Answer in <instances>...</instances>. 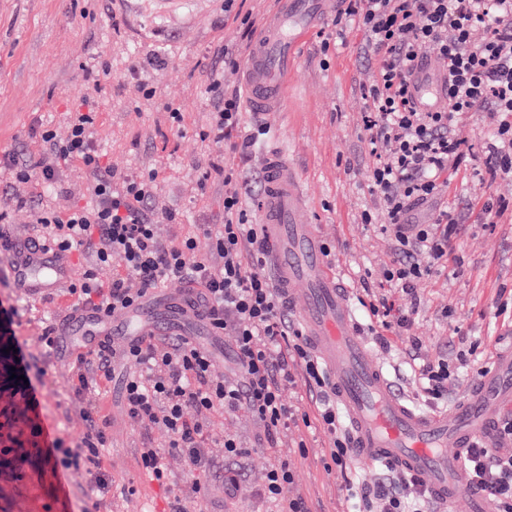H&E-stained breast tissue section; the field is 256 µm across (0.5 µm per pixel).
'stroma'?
<instances>
[{
  "mask_svg": "<svg viewBox=\"0 0 512 512\" xmlns=\"http://www.w3.org/2000/svg\"><path fill=\"white\" fill-rule=\"evenodd\" d=\"M122 16L113 29L110 13ZM332 20H325L299 50L291 77L287 110L274 125L290 147L289 159L307 184L316 229L330 249L328 259L340 271L354 296L364 288H378L382 272L394 256V244L380 226L362 221L363 212L377 211L369 171L374 164L363 128L365 102L358 86L371 82L375 63L361 52L362 35L350 30L336 42ZM329 49H322L323 38ZM237 25L225 21L219 0H181L169 11H159L155 0H0V150L36 152L30 135L34 121L65 134L69 111L93 106L98 111V140L104 164L119 175H158L156 204L177 209L180 224L160 225L161 237H195L197 254H207L210 241L205 224L224 219L225 186L194 185L209 158L218 154L212 141L199 133L210 120L205 92L206 73L217 60L218 44L237 40ZM161 56V66L149 65ZM105 62L109 74L102 91L87 88V67ZM153 87L144 98L138 80ZM179 107L173 120L169 106ZM259 125L251 112H243L241 136L250 137L245 153L226 158L240 180L255 184L261 172L262 150L270 138L257 135ZM475 157L466 158L442 199L458 215L469 203L488 199L512 207V180L489 182L475 169ZM87 181L78 164L63 168L60 183H17L0 172V211L8 214L6 232L26 239L34 236L30 208L44 204L64 212L86 204ZM25 206H17V199ZM7 255L0 254V303L22 309L13 330L29 350H41L45 321L63 312L59 301L30 303L20 298ZM417 311L411 335L420 337L423 359L445 358L464 363L449 385L450 401L459 400L480 369L492 367L504 342L512 339V220L498 224L465 223L455 239L447 263L416 285ZM75 355L57 354L41 359L45 371L40 397L43 427L53 436L75 440L82 436V408L92 401L105 421L107 452L105 484L88 487L81 476L54 479L42 476L40 458L29 457L15 480H0V512H81L83 500L98 503L99 512H277L276 502L258 497L267 469L287 462L295 481L291 496L302 497L311 512H350L346 483L371 487L381 479L378 465L356 464L349 479L327 471L330 437L324 432L316 407L302 388L288 389L284 398L306 423L280 433L269 442L263 426L249 413H219L209 417L207 452L213 462L203 479L210 485L207 498L191 491L185 458L170 450L159 430L146 433L126 415L121 402L122 370L111 381L80 400L70 386ZM236 436L247 448L245 457L224 461V437ZM161 448L166 469L164 482L153 480L142 468L139 450L145 436ZM233 466L243 484L231 492L224 487V468Z\"/></svg>",
  "mask_w": 512,
  "mask_h": 512,
  "instance_id": "35a3bbf8",
  "label": "stroma"
}]
</instances>
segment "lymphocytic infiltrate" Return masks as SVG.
Listing matches in <instances>:
<instances>
[{
    "mask_svg": "<svg viewBox=\"0 0 512 512\" xmlns=\"http://www.w3.org/2000/svg\"><path fill=\"white\" fill-rule=\"evenodd\" d=\"M346 22L364 35L363 51L377 63L370 84L361 86L367 104L364 127L375 163L369 179L381 200L380 221L398 244L384 271L388 293L374 296L367 309L380 342L409 339V354L418 360L417 379L425 401L447 400L454 374L447 359L421 360L422 344L410 337L417 305L415 284L453 248L461 224L443 209L432 221L418 224L414 208L441 196L471 145L455 127L470 112L485 113L492 127L481 146L482 171L489 180H512V0H347ZM224 64L207 74L212 102L210 139L239 150L244 92L224 82L225 69L239 68L236 44L220 46ZM433 54L447 80L440 102L426 112L410 89L416 59ZM95 110L71 111L66 137L37 129L40 149L27 157L0 153V169L21 182L56 181L61 164H78L90 177L91 200L65 213L37 209L33 223L39 238H53L64 252L87 251L92 264L69 289L76 306L109 318L141 305L148 290L173 282L190 284L186 305L212 336L223 339L235 366L233 377H217L212 352L189 338H170L158 346L139 336L114 349L102 343L77 359L76 394L111 380L116 359L130 364L124 386L130 419L163 429L172 451L183 455L190 470L211 466L204 453L203 413L247 410L275 437L298 417L283 398L286 388L304 385L324 429L334 436L329 458L347 472L352 458L348 438L330 396L327 374L288 318V308L264 272L266 240L252 224L239 192L224 196V221L207 224L208 256H195L193 238L163 242L161 223L175 224L179 211L158 208L157 175L117 177L103 165L94 134ZM111 270L102 280L103 270ZM14 308L0 306V345L9 347L8 366L15 379L0 381V477H15L30 452H37L51 476L80 473L103 479L106 436L92 412L79 440L48 438L39 418V388L24 383L35 365L12 330ZM469 484L495 506L512 512V455L503 456L476 440L465 454ZM294 474L287 463L272 465L260 493L277 501L280 512H310L305 501L291 497ZM363 512H425L428 491L416 477L385 468L383 479L361 494Z\"/></svg>",
    "mask_w": 512,
    "mask_h": 512,
    "instance_id": "lymphocytic-infiltrate-1",
    "label": "lymphocytic infiltrate"
}]
</instances>
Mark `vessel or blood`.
Wrapping results in <instances>:
<instances>
[{"mask_svg": "<svg viewBox=\"0 0 512 512\" xmlns=\"http://www.w3.org/2000/svg\"><path fill=\"white\" fill-rule=\"evenodd\" d=\"M337 3L277 0L241 70L250 112L262 117L283 110L299 46L335 13ZM441 86L433 64L420 61L413 93L423 108L437 105ZM263 170L258 222L268 239L267 267L294 309L303 336L326 365L333 397L348 424L354 460L392 464L419 478L435 500L450 502L464 495L469 512H488L482 496L468 489L463 459L474 440H494L498 411L512 409V350L448 412H421L390 379L363 335L351 308V290L325 259L304 186L286 164L282 148L266 153ZM0 248L11 254L15 284L26 298L53 295L76 278L72 263L53 243L31 249L19 238L2 235ZM152 314L148 303L108 321L72 313L62 323L59 341L70 350L89 351L106 338L115 342L145 336L151 332Z\"/></svg>", "mask_w": 512, "mask_h": 512, "instance_id": "b4317fda", "label": "vessel or blood"}]
</instances>
